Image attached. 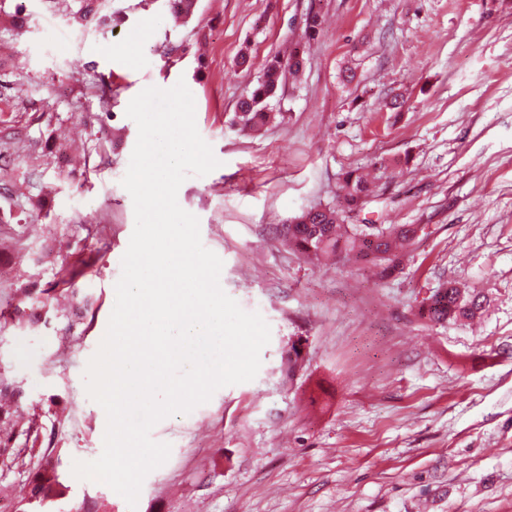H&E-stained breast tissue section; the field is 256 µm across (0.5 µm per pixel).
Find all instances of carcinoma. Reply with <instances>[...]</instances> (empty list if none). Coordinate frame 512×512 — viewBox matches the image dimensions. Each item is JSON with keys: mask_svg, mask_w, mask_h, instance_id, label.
I'll return each instance as SVG.
<instances>
[{"mask_svg": "<svg viewBox=\"0 0 512 512\" xmlns=\"http://www.w3.org/2000/svg\"><path fill=\"white\" fill-rule=\"evenodd\" d=\"M79 13L84 20L104 22L100 15L101 0H78ZM172 15L179 20L190 19L196 8V0H168ZM305 48L297 47L288 57L275 56L270 59L262 80L250 95L238 102L235 120L244 128L260 130L272 117L270 99L276 96L283 78L298 72L304 62ZM373 180L357 169L343 174L337 201L302 211L288 221L294 229L288 231L284 241L301 256L316 262L346 260L369 263L379 269V274L388 277L401 270L418 236L410 224H347L346 214L362 207L371 193ZM86 261L61 268L57 284L75 299L78 313L83 317L91 298L78 288V278L84 276L82 265ZM51 300V290L38 289L32 283L25 287L14 310L6 321L20 328L33 326L46 319L45 308ZM487 297L460 288L454 283H444L419 308L420 316L434 323L471 320L480 315ZM302 361L301 345L292 343L288 348L285 370L295 374ZM30 497L28 505L44 508L63 494V484L55 468L48 464L32 473L29 479Z\"/></svg>", "mask_w": 512, "mask_h": 512, "instance_id": "cac0c4a2", "label": "carcinoma"}]
</instances>
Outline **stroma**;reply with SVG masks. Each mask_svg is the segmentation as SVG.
I'll list each match as a JSON object with an SVG mask.
<instances>
[{
    "label": "stroma",
    "instance_id": "35a3bbf8",
    "mask_svg": "<svg viewBox=\"0 0 512 512\" xmlns=\"http://www.w3.org/2000/svg\"><path fill=\"white\" fill-rule=\"evenodd\" d=\"M311 6L322 25L308 41ZM104 12L121 22L0 0V132L19 135L0 193L18 218L0 224V312L28 279L50 287L80 258L94 301L76 324L60 310L0 327V378L23 393L0 434L32 422L56 433L53 448L19 442L0 462L11 512L47 454L66 487L52 512H512V0H197L182 25L165 0H107ZM133 32L144 40L131 48ZM303 40L280 117L257 132L231 125L266 62ZM181 79L220 165L188 177L178 203L222 259L226 294L261 314L271 340L254 380L154 426L171 454L132 509L72 465L101 455L107 424L84 371L135 226L121 184L138 137L126 109ZM381 158L389 168L353 221L422 225L402 273L313 263L281 240V224L335 202L345 171ZM50 187L49 206L31 207ZM446 281L488 296L480 318L420 317ZM296 336L307 343L290 376Z\"/></svg>",
    "mask_w": 512,
    "mask_h": 512
}]
</instances>
